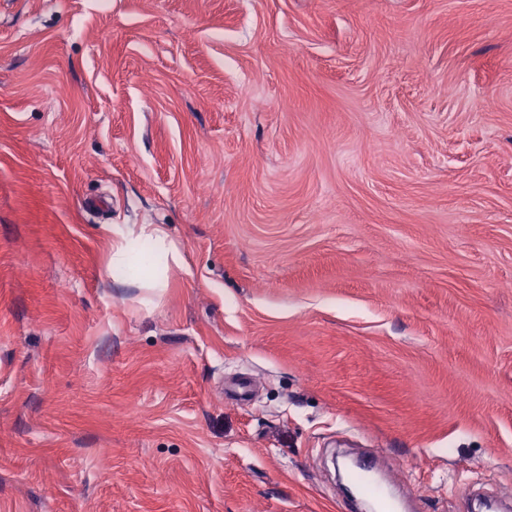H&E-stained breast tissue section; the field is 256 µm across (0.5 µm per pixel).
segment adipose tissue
Returning <instances> with one entry per match:
<instances>
[{"label": "adipose tissue", "instance_id": "adipose-tissue-1", "mask_svg": "<svg viewBox=\"0 0 512 512\" xmlns=\"http://www.w3.org/2000/svg\"><path fill=\"white\" fill-rule=\"evenodd\" d=\"M112 255L109 267L113 274H123L133 260V245L140 240L151 241L156 251L161 252L167 259L166 265H158L150 260H141L138 279L147 288H162L166 285V273L169 266H182L184 258L170 240L166 230L156 224H143L137 227L129 225H113L112 230Z\"/></svg>", "mask_w": 512, "mask_h": 512}]
</instances>
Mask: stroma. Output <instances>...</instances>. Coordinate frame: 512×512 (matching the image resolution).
Masks as SVG:
<instances>
[{
    "label": "stroma",
    "instance_id": "stroma-1",
    "mask_svg": "<svg viewBox=\"0 0 512 512\" xmlns=\"http://www.w3.org/2000/svg\"><path fill=\"white\" fill-rule=\"evenodd\" d=\"M343 438L512 492V0H0V512H342ZM104 231L112 234L109 267L112 269L113 277L124 273L133 260V244L143 239L153 242L155 250L163 253L167 259L164 266H159L149 259L140 261L138 279L144 287L165 288L166 273L170 266L180 267L184 263L181 251L169 239L166 230L158 224H141L139 227L113 224L112 230L106 227Z\"/></svg>",
    "mask_w": 512,
    "mask_h": 512
}]
</instances>
